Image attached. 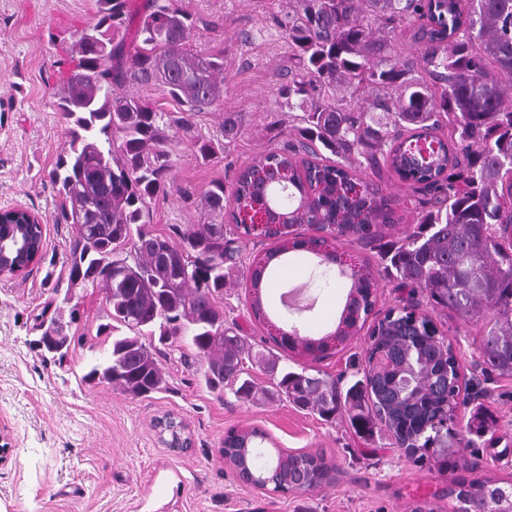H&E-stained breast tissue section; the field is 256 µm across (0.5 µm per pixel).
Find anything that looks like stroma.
Instances as JSON below:
<instances>
[{
    "label": "stroma",
    "instance_id": "obj_1",
    "mask_svg": "<svg viewBox=\"0 0 512 512\" xmlns=\"http://www.w3.org/2000/svg\"><path fill=\"white\" fill-rule=\"evenodd\" d=\"M193 17L191 52L224 58V97L219 106L191 117L178 131V161L170 188L149 204L151 228L173 235L175 227L199 224L201 192L215 179L231 182L275 135L292 123L277 106V91L291 65L288 45L272 16L288 0H178ZM95 0H0V207L21 205L46 224V259L27 274L0 278V416L9 419L15 450L0 467V512H452L445 489L452 480L488 477L512 482V377L499 376L482 357V323L420 304L431 325L454 346L467 383L458 434L473 413L483 412L485 435L453 452L427 450L423 463L396 447L388 433L365 444L346 412L327 421L278 395L261 366L244 376L265 395L238 400L200 382L207 366L188 343L163 346L159 360L166 387L133 397L118 386L87 383L91 362L107 357L109 321L101 289L79 292L76 308L59 318L71 339L63 362L31 345L26 324L48 302L46 273L66 275L76 228L58 222L61 201L47 177L69 141L71 124L57 109L58 62L69 57L76 30L92 24ZM242 115L243 134L201 160L198 138L216 135L225 113ZM251 239L246 262L224 282L218 304L225 325H239L244 348L278 356L289 369L322 373L349 385L361 378L369 347L359 335L338 353L313 361L281 352L249 306L247 264L272 248ZM288 278L264 289L263 298L283 327L298 326L319 337L332 330L347 290L325 286L311 271L309 254L288 255ZM182 419L193 445L184 450L159 443L153 423L164 414ZM258 427L278 447L323 453L330 473L302 493L271 495L238 482L219 452L225 431Z\"/></svg>",
    "mask_w": 512,
    "mask_h": 512
}]
</instances>
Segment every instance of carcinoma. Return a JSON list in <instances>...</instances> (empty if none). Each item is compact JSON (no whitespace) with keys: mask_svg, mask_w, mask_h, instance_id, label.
Instances as JSON below:
<instances>
[{"mask_svg":"<svg viewBox=\"0 0 512 512\" xmlns=\"http://www.w3.org/2000/svg\"><path fill=\"white\" fill-rule=\"evenodd\" d=\"M294 60L276 103L298 113L300 126L290 140L256 157L240 170L231 187L213 180L200 195L206 224L177 230L180 243L149 229L148 203L170 184L176 165L171 142L186 116L206 112L224 96V58L191 53L193 26L175 0H146L141 10L130 0H98L96 31L103 44H88L77 34L63 77L58 108L74 120L65 154L48 173L62 197L61 218L77 227L67 277L54 280L53 296L31 316L32 344L41 347L47 328L58 322L52 309L70 304L77 290L101 288L111 322L99 334L112 337L108 358L83 376L87 382L115 384L132 397L160 391L166 382L155 347L189 337L207 360L203 382L212 392L230 390L240 400L256 394L242 378L243 340L224 327L218 297L226 274L242 263L243 241L253 237L236 225L227 236L224 220L254 196V170L284 168L293 178L274 186L272 199L297 214L285 229L263 238L278 241L306 225L324 234L332 251L344 239L368 244L394 224L389 196L363 177L386 168L413 192L415 230L382 246L381 260L394 287L407 291L406 304L388 308L372 321L367 359L375 350L401 349L414 333L410 313L426 294L434 308L466 320L483 315V355L501 376H512V103L505 83L512 80V0H292L275 17ZM413 27L418 55L402 58L392 33ZM159 86L176 103L162 111L127 94L130 87ZM241 118L224 113V145L237 141ZM430 149L427 165L409 158ZM361 188L353 198L336 197V184ZM283 249L266 254L264 271L250 273L252 315L269 318L257 289L266 288L268 269ZM363 301L362 322L377 302L373 273L348 281ZM451 344L437 333L422 337L412 356L448 374ZM276 391L299 408H312L326 420L349 412L354 433L371 441L386 429L395 444L410 439L424 448L419 434L428 412L439 408L431 388L416 402L385 403L387 382L370 376L346 388L339 381L279 366L262 355ZM271 438L259 429L224 434L220 452L237 468L249 465L257 483L271 473L262 461L288 453L261 445ZM323 455L301 453L285 479L310 486L323 477ZM449 492L463 498L460 508L492 512L483 486Z\"/></svg>","mask_w":512,"mask_h":512,"instance_id":"carcinoma-1","label":"carcinoma"}]
</instances>
